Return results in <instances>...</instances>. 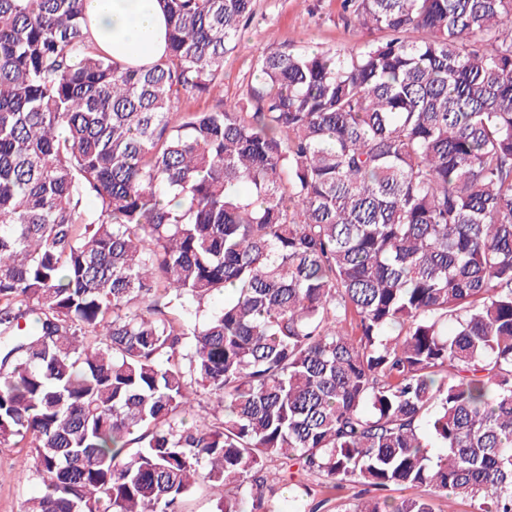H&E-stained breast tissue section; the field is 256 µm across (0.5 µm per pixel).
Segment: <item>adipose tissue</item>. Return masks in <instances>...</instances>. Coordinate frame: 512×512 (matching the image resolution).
<instances>
[{
  "mask_svg": "<svg viewBox=\"0 0 512 512\" xmlns=\"http://www.w3.org/2000/svg\"><path fill=\"white\" fill-rule=\"evenodd\" d=\"M97 45L133 66L154 62L165 49L166 20L159 0H85Z\"/></svg>",
  "mask_w": 512,
  "mask_h": 512,
  "instance_id": "1",
  "label": "adipose tissue"
}]
</instances>
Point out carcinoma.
Returning <instances> with one entry per match:
<instances>
[{
    "label": "carcinoma",
    "mask_w": 512,
    "mask_h": 512,
    "mask_svg": "<svg viewBox=\"0 0 512 512\" xmlns=\"http://www.w3.org/2000/svg\"><path fill=\"white\" fill-rule=\"evenodd\" d=\"M342 2L382 36L263 52L246 104L182 112L254 0H163L141 67L84 0H0L20 512H182L200 480L279 512L313 475L364 486L343 512H512V0Z\"/></svg>",
    "instance_id": "obj_1"
}]
</instances>
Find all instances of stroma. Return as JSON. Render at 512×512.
Instances as JSON below:
<instances>
[{
    "label": "stroma",
    "mask_w": 512,
    "mask_h": 512,
    "mask_svg": "<svg viewBox=\"0 0 512 512\" xmlns=\"http://www.w3.org/2000/svg\"><path fill=\"white\" fill-rule=\"evenodd\" d=\"M342 15V0H255L252 21L224 61L225 99L244 98L251 61L259 53L287 46L326 49L374 38V31L347 27ZM24 454L21 448H0V512H19L23 500L38 492L20 467Z\"/></svg>",
    "instance_id": "obj_1"
}]
</instances>
